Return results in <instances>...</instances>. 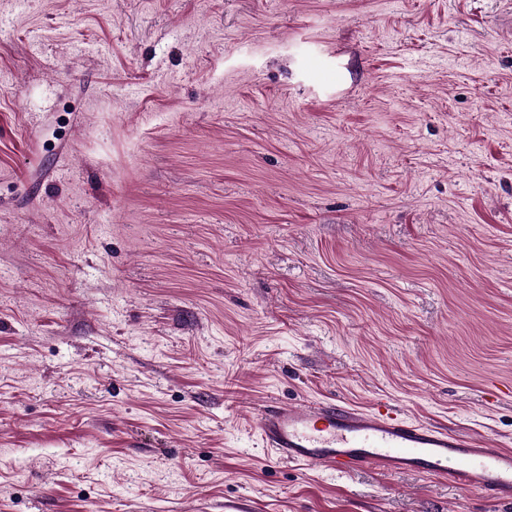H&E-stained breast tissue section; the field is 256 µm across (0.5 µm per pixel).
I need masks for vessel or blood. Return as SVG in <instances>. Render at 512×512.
Segmentation results:
<instances>
[{
  "instance_id": "vessel-or-blood-1",
  "label": "vessel or blood",
  "mask_w": 512,
  "mask_h": 512,
  "mask_svg": "<svg viewBox=\"0 0 512 512\" xmlns=\"http://www.w3.org/2000/svg\"><path fill=\"white\" fill-rule=\"evenodd\" d=\"M257 433L280 462L334 474L364 468L434 477L512 505V451L471 434L415 420L380 398L366 410L344 402L276 405Z\"/></svg>"
}]
</instances>
